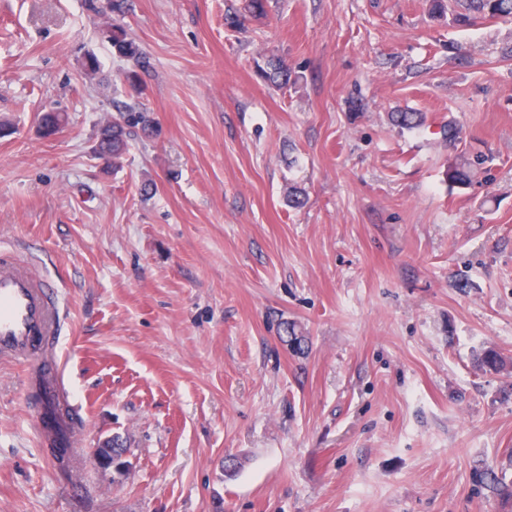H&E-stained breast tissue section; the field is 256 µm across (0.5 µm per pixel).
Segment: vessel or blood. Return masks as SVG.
<instances>
[{"instance_id": "obj_1", "label": "vessel or blood", "mask_w": 512, "mask_h": 512, "mask_svg": "<svg viewBox=\"0 0 512 512\" xmlns=\"http://www.w3.org/2000/svg\"><path fill=\"white\" fill-rule=\"evenodd\" d=\"M55 292L52 281L33 275L30 263L0 261V357L36 368L45 365L43 350L57 348L64 326L60 307L52 301ZM35 394L41 445L73 453L74 437L85 423L71 399L64 367L55 365L49 379L36 383Z\"/></svg>"}]
</instances>
